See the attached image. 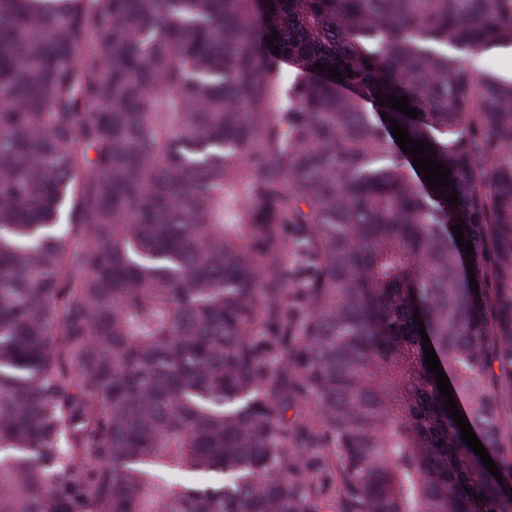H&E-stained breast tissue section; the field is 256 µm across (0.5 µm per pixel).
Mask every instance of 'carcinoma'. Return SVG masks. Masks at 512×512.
I'll return each instance as SVG.
<instances>
[{"label":"carcinoma","instance_id":"1","mask_svg":"<svg viewBox=\"0 0 512 512\" xmlns=\"http://www.w3.org/2000/svg\"><path fill=\"white\" fill-rule=\"evenodd\" d=\"M499 47L512 0H0V512H512ZM511 58V48L478 51L469 57L471 62L482 71L503 77L510 76Z\"/></svg>","mask_w":512,"mask_h":512}]
</instances>
